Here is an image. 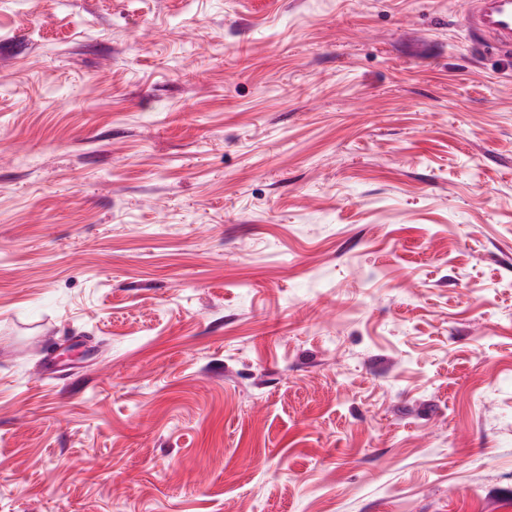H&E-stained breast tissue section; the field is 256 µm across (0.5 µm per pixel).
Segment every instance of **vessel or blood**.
<instances>
[{
  "label": "vessel or blood",
  "mask_w": 512,
  "mask_h": 512,
  "mask_svg": "<svg viewBox=\"0 0 512 512\" xmlns=\"http://www.w3.org/2000/svg\"><path fill=\"white\" fill-rule=\"evenodd\" d=\"M468 31L479 46L512 51V0H466Z\"/></svg>",
  "instance_id": "obj_1"
}]
</instances>
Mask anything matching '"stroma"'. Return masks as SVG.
<instances>
[{"label":"stroma","mask_w":512,"mask_h":512,"mask_svg":"<svg viewBox=\"0 0 512 512\" xmlns=\"http://www.w3.org/2000/svg\"><path fill=\"white\" fill-rule=\"evenodd\" d=\"M0 512H512L464 0H0Z\"/></svg>","instance_id":"obj_1"}]
</instances>
